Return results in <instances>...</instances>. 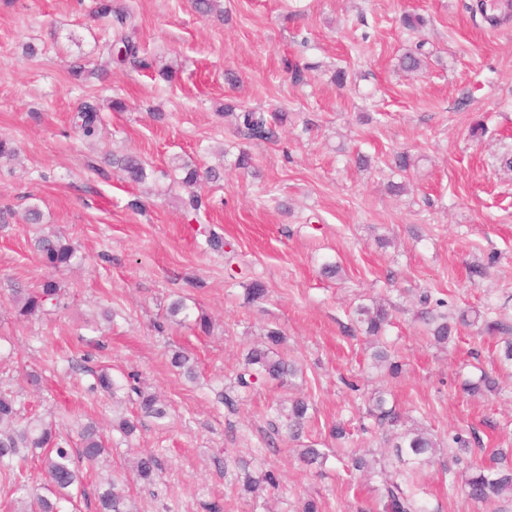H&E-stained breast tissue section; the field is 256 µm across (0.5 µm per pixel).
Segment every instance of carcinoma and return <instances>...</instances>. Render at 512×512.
<instances>
[{"mask_svg":"<svg viewBox=\"0 0 512 512\" xmlns=\"http://www.w3.org/2000/svg\"><path fill=\"white\" fill-rule=\"evenodd\" d=\"M421 42L416 51L404 54L400 66L407 72H417L423 65V47ZM113 47L117 49L120 61L137 60L138 67L151 68L144 59L137 58V47L123 34L116 36ZM236 105H224V113L235 115L237 127L245 135L255 140H271L276 137V128L288 120L285 112L270 116L255 110L235 112ZM73 122L82 136L93 138L99 131L101 118L98 107L90 102L81 104L73 117ZM112 166L120 170L124 178L135 184L148 179L146 167L132 156H112ZM35 250L45 266L58 270L67 268L82 260L78 249L57 235L40 236L35 241ZM13 302L20 317H42L53 314L65 306L63 294L57 281L45 278L38 287L29 289L21 286L12 288ZM267 288L263 282L253 280L245 285L244 301L254 304L264 300ZM425 308L420 318L429 327L434 339L446 344L452 336L453 324L448 321V313L439 311L444 303L429 307L427 295L420 298ZM391 316L386 306L380 303L362 305L356 309V322L361 330L370 337L382 336L390 324ZM284 341L283 334L276 328L265 333V342L247 352L242 366L235 375V387L249 391L270 381L279 384L289 383L301 373V368L285 360L274 351V347ZM171 365L189 377L195 376L193 363L183 351H176L171 357ZM93 381L88 390L92 393L103 391L113 396L123 392L128 399L134 400L141 417L161 419L166 410L160 406L157 397L134 384L136 377L129 374L119 380L107 371L92 372ZM497 381L483 372L480 377L467 383L466 390L472 394L496 389ZM371 416L382 438L392 442L394 456L402 466L397 476L384 480L379 489L378 505L382 512H428L418 498L414 484L410 480L401 481L398 476L407 472L415 474L416 469L436 453L438 441L428 431L410 427L400 432L395 428L400 417L394 410L386 407V400L379 395L375 398ZM310 421L309 404L305 399L292 401L287 414L288 434L298 438L305 425ZM106 452V441L100 428L93 421L79 424L70 429V435L64 436L60 425L47 421L37 415L23 416L20 402L10 391L0 390V476L9 480L19 507L13 512H65V504L72 502L74 494L86 495L82 488L79 463H96ZM38 459L46 480L45 493L34 494L25 481V473L31 460ZM250 464L244 459H224V471H232L236 480L242 481V489L253 498H261L279 485L277 473L266 470L255 477L249 472ZM158 460L152 454L139 458L135 465L136 480L151 486L155 482ZM466 495L474 502L492 504L495 501L512 502V466L469 465V474L465 478ZM96 512H136L128 485L114 476L104 480L95 491Z\"/></svg>","mask_w":512,"mask_h":512,"instance_id":"1","label":"carcinoma"}]
</instances>
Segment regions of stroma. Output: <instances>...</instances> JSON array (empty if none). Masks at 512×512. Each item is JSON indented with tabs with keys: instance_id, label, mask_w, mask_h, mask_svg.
Instances as JSON below:
<instances>
[{
	"instance_id": "stroma-1",
	"label": "stroma",
	"mask_w": 512,
	"mask_h": 512,
	"mask_svg": "<svg viewBox=\"0 0 512 512\" xmlns=\"http://www.w3.org/2000/svg\"><path fill=\"white\" fill-rule=\"evenodd\" d=\"M116 2L122 26L95 18L96 0H0V138L18 150L0 159V388L26 410L68 425L92 420L110 437L106 461L82 470L87 496L76 512H96L101 479L129 474L147 452L159 470L155 485H130L139 512H206L214 500L225 512H300L309 499L322 512H369L392 456L370 430L378 393L440 444L416 474L430 512H486L465 494L453 438L477 432L476 459L487 465L492 450L512 449L502 337L461 325L444 347L417 313L427 293L450 316L477 311L512 326V168L503 163L512 158V18L490 25L472 15L476 0H218L207 17L194 0ZM407 12L424 26L405 29ZM121 27L151 70L114 62L107 48ZM420 41L425 67L402 72L401 56ZM166 65L170 83L158 74ZM116 98L125 111L112 109ZM86 100L103 119L93 139L72 125ZM228 102L288 121L274 141H253L224 116ZM478 120L486 132L475 138ZM243 149L249 173L235 165ZM399 153L408 170L396 168ZM114 154L137 156L147 181L125 182L108 162ZM183 163L221 173L196 186L205 207L195 216L177 181ZM135 199L142 210L131 209ZM32 205L41 223L25 222ZM202 226L223 236V252L207 247ZM49 232L81 262L50 272L33 250ZM326 263L340 265L339 277L322 275ZM50 275L64 308L17 316L13 285L35 288ZM252 280L267 295L248 305ZM176 299L188 314L180 325L167 318ZM375 301L393 314L383 343L402 366L395 378L373 366L355 328V309ZM202 313L206 334L195 325ZM271 327L302 375L240 393L228 410L219 392ZM176 350L195 360L196 379L171 366ZM100 369L138 372L166 417L124 437L112 421L135 407L88 392ZM484 372L497 390L470 395L466 383ZM298 397L313 421L293 440L277 412ZM339 422L342 440L330 436ZM308 445L326 453L324 464L302 462ZM354 448L368 472L351 468ZM228 457L278 474L266 504L225 473Z\"/></svg>"
}]
</instances>
